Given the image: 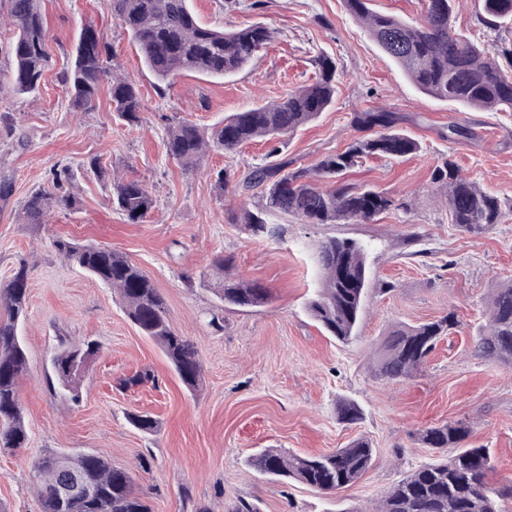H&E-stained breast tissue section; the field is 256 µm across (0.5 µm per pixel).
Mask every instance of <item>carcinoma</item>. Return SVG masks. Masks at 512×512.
I'll list each match as a JSON object with an SVG mask.
<instances>
[{
    "instance_id": "1",
    "label": "carcinoma",
    "mask_w": 512,
    "mask_h": 512,
    "mask_svg": "<svg viewBox=\"0 0 512 512\" xmlns=\"http://www.w3.org/2000/svg\"><path fill=\"white\" fill-rule=\"evenodd\" d=\"M371 0H345L348 10L367 35L413 83L442 101L483 110L512 112V39L499 34L494 48L458 31L454 25V0H425L419 20L409 23L370 8ZM480 25L499 30L512 21V0H474ZM7 6L17 32L11 43L13 67L7 80L13 90L29 94L37 90L50 68L49 31L42 0H0ZM112 20L138 46L146 67L166 84L189 73L213 78L233 75L264 49L273 32L261 23L244 28H216L201 24L188 0H107ZM315 81L279 101L247 107L224 118L208 131L181 120L169 125L165 148L183 169L200 167L211 151L234 152L256 139L270 141L296 131L321 114L336 95V62L316 60ZM73 110L93 106L103 83H109L114 112L127 126L142 123L143 103L136 82L112 63V46L92 25L81 28L75 57L59 73ZM407 117L395 108L382 106L355 113L354 124L365 135L344 150L322 157L310 167L274 149L269 161L250 167L242 178L245 188L256 190L264 204L245 209L238 222L253 237L279 239L280 224H269L265 214L276 211L303 224L366 222L392 209L394 199L385 191L345 181V175L368 158L399 159L420 151V142L405 133ZM87 173L112 186V202L125 219L138 223L155 208L149 188L139 181L117 178L115 171L92 158ZM433 183L445 188L449 223L472 236L487 233L501 224L505 212L500 199L485 191L446 159L432 172ZM74 173L64 165L51 171L54 191L29 194L22 223H45L46 213L56 207L79 204L73 190ZM56 251L101 283L116 290L131 322L142 335L163 351L175 372L190 390L202 381L198 350L172 328L166 302L151 278L129 258L101 246L77 245L65 239L54 242ZM319 288L307 303L309 315L330 336L350 340L362 317L368 292L365 248L349 238L328 237L317 246ZM231 258L219 255L212 262L214 293L224 304L255 308L268 303L267 289L256 281L225 273ZM27 267L20 263L5 284H0V450L23 448L28 443L20 381L27 375L29 360L19 336L26 315ZM459 326L450 313L418 326L394 327L379 347L374 376L396 384L414 377L439 341ZM476 353L512 367V280L494 289L486 302V323L475 336ZM92 342L73 346L63 341L51 358L60 389L79 399L81 380L72 374L77 355L93 358ZM338 420L355 424L362 409L350 400L336 405ZM472 434L469 424L445 421L419 430L417 440L439 452L451 448L445 459L414 469L397 482L369 512H503L501 502L512 503V482L493 486L486 448L466 446ZM374 448L358 438L347 447L319 456L286 455L265 449L251 455L248 465L261 474L281 480L295 479L318 491H336L355 485L372 464ZM37 482L40 512H152L135 491L132 473L97 452L46 453L32 463Z\"/></svg>"
}]
</instances>
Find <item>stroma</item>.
<instances>
[{
	"label": "stroma",
	"mask_w": 512,
	"mask_h": 512,
	"mask_svg": "<svg viewBox=\"0 0 512 512\" xmlns=\"http://www.w3.org/2000/svg\"><path fill=\"white\" fill-rule=\"evenodd\" d=\"M43 4L52 65L38 91L19 95L0 82V113H11L15 125L12 136L0 133V179L12 183L9 200L0 201V282L18 263L26 264L20 336L30 364L19 388L28 444L0 453V512H39L31 463L48 451L103 453L130 469L152 512H184L190 500L224 512L239 497L254 501L260 512H369L408 472L436 459L417 434L448 420L470 423V444L489 448L491 483L512 481V368L474 350L488 294L512 279V112L477 111L423 94L368 37L344 0H262L258 7L253 0H190L203 24L259 22L274 38L233 77L192 75L164 90L103 0ZM88 23L101 29L114 62L137 81L142 125L118 120L105 89L91 111L71 108L58 75ZM320 54L338 63L337 91L313 122L275 144L259 140L234 152H210L193 171L167 155L172 122L183 119L206 130L242 108L285 98L314 81L311 61ZM388 105L407 116L405 128L420 141V152L368 160L348 180L388 192L396 210L353 224H300L271 213L268 223L286 227L282 239L245 233L235 217L261 200L235 182L217 189L218 170L243 173L274 147L298 165H312L359 137L355 112ZM452 123L468 126L470 136L442 138ZM93 156L149 187L156 206L143 221L127 222L112 204L110 186L83 170ZM447 158L500 198L509 211L504 223L481 237L449 224L431 180ZM57 165L75 171L79 208H57L38 227L19 223L24 200L49 187ZM329 236L367 247L365 312L345 343L323 335L306 311L319 283L315 252ZM58 238L112 248L146 272L166 300L171 325L199 352L197 390H188L159 346L140 334L118 292L58 255ZM223 254L234 260L233 276L268 289V304L222 308L204 274ZM218 310L224 316L220 331L208 324ZM451 312L459 328L438 343L416 377L394 385L374 377L376 353L392 327ZM62 336L100 347L76 401L63 396L50 366ZM146 370L154 383L128 385V378ZM341 399L360 405L361 423L337 419ZM138 412L153 416L156 433L129 424V414ZM360 436L375 450L370 469L355 485L329 493L277 481L247 464L263 448L317 456Z\"/></svg>",
	"instance_id": "obj_1"
}]
</instances>
